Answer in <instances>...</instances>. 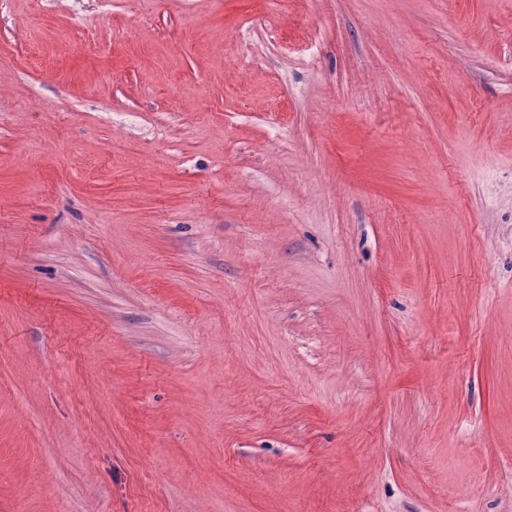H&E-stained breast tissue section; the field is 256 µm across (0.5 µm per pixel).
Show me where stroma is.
<instances>
[{
  "label": "stroma",
  "instance_id": "stroma-1",
  "mask_svg": "<svg viewBox=\"0 0 512 512\" xmlns=\"http://www.w3.org/2000/svg\"><path fill=\"white\" fill-rule=\"evenodd\" d=\"M0 512H512V0H0Z\"/></svg>",
  "mask_w": 512,
  "mask_h": 512
}]
</instances>
